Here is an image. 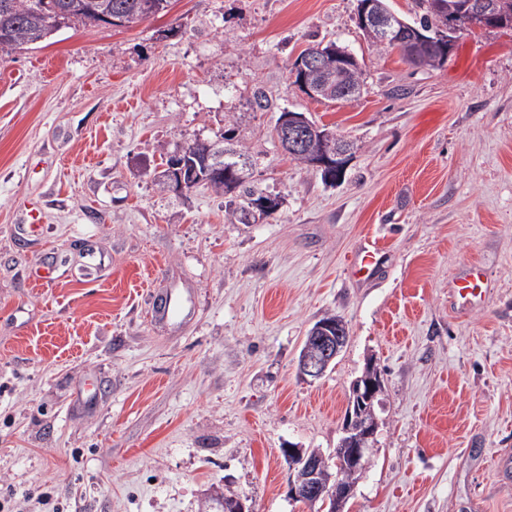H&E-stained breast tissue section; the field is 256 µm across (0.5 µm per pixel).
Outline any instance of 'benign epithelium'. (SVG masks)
Here are the masks:
<instances>
[{"mask_svg":"<svg viewBox=\"0 0 512 512\" xmlns=\"http://www.w3.org/2000/svg\"><path fill=\"white\" fill-rule=\"evenodd\" d=\"M375 0L360 2L357 21L375 40L389 43L403 55L414 59L428 58V49L436 42L453 46L462 30L511 29L512 15L494 10L487 0H455L448 4L443 24L435 36L403 25L394 28L395 15L374 8ZM349 58L334 48L318 49L299 56L294 63L292 77L309 95H316L312 80L328 70H336L347 79L352 66ZM278 139L291 156L307 155L308 144L319 140L323 152L309 166L317 171L342 168L350 160V151L339 138L312 123L302 112H284L277 123ZM224 140L214 144L194 146L179 155V160L168 165L159 175L170 191L180 193L197 185L202 178L196 163L204 171L217 177L224 173ZM349 329L345 321L336 316L313 325L298 361V374L304 379L317 380L324 376L330 365L347 345ZM384 383L381 374L371 362L366 363L361 376L350 385L343 436L337 448L336 467L332 471L324 455L312 453L293 445L284 449L288 460V498L309 506H318V512H344L351 497L356 477L363 473L367 453L376 442L379 421L376 406ZM221 512H252L247 499L239 494H226L220 499Z\"/></svg>","mask_w":512,"mask_h":512,"instance_id":"7a95c632","label":"benign epithelium"}]
</instances>
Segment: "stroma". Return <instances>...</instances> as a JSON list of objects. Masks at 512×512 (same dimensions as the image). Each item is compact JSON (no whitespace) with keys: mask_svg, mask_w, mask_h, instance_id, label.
Listing matches in <instances>:
<instances>
[{"mask_svg":"<svg viewBox=\"0 0 512 512\" xmlns=\"http://www.w3.org/2000/svg\"><path fill=\"white\" fill-rule=\"evenodd\" d=\"M320 41L355 56L360 96L294 83ZM285 108L354 143L341 182L281 149ZM223 132L276 213L243 224L223 195L156 185ZM372 242L371 277L347 275ZM473 264L484 293L460 317ZM172 291L184 311L157 321ZM330 315L350 340L304 381ZM370 360L383 407L348 512H512V30L414 67L357 0H172L0 56V512H202L213 487L314 512L282 450L332 454ZM349 337L347 324L338 316L314 324L299 356V376L304 380L322 378Z\"/></svg>","mask_w":512,"mask_h":512,"instance_id":"obj_1","label":"stroma"}]
</instances>
